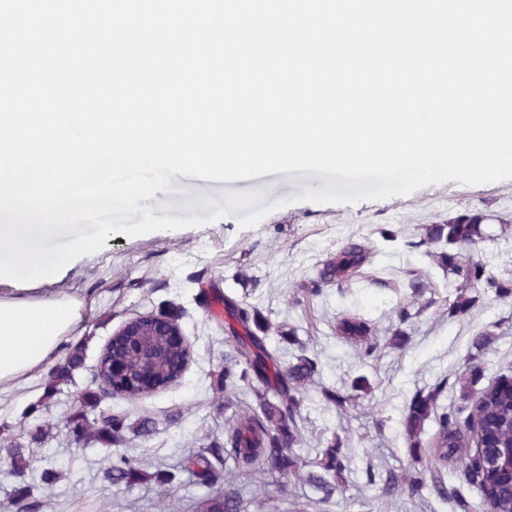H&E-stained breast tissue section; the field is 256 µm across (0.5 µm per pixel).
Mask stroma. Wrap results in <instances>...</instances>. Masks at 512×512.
<instances>
[{
    "label": "stroma",
    "instance_id": "obj_1",
    "mask_svg": "<svg viewBox=\"0 0 512 512\" xmlns=\"http://www.w3.org/2000/svg\"><path fill=\"white\" fill-rule=\"evenodd\" d=\"M328 177L279 172L233 181L172 176L170 191L147 204L155 216H199L205 223L129 237L110 235L104 247L64 267L59 280L32 281L45 299L59 291L82 304V317L64 333L40 367L0 384V512H20L10 470L11 445L54 469L51 482L30 489L37 512H205L217 494L236 490L241 512H482L478 489L465 483L468 461L435 458L429 447L439 413L478 399L499 378L512 377V179L480 185L445 181L410 194L356 203L305 199ZM259 193L248 209L211 219L205 200ZM479 220L487 236L456 250L477 256L494 275L493 288L471 289L467 312L453 308L457 278L439 266L445 242L428 225ZM375 248L361 275L330 278L337 254L352 246ZM225 306L261 315L266 343L281 367L309 357L315 370L300 389V416L291 452L301 467L285 474L255 472L222 457L209 483L188 464L193 452L223 442L229 422L254 405L247 392L224 393V369L235 351L232 316L216 320L214 295ZM173 318L187 336L190 362L166 388L129 399L101 395L98 360L114 332L151 313ZM358 320L361 336L336 333ZM483 337L475 346V337ZM71 365L67 381L56 378ZM471 380L469 391L461 383ZM346 396L345 407L324 397ZM438 390L436 416L424 423L423 448H411L405 423L415 396ZM98 409L121 419V439L110 445L76 439L69 421L86 391ZM154 421L152 435L137 433L139 419ZM340 442L348 458L330 499L309 479L323 448ZM142 462L141 479L113 485L112 458ZM398 489L382 494L387 476Z\"/></svg>",
    "mask_w": 512,
    "mask_h": 512
}]
</instances>
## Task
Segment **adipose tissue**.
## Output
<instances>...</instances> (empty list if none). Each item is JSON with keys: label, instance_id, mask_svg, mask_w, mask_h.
Returning <instances> with one entry per match:
<instances>
[{"label": "adipose tissue", "instance_id": "adipose-tissue-1", "mask_svg": "<svg viewBox=\"0 0 512 512\" xmlns=\"http://www.w3.org/2000/svg\"><path fill=\"white\" fill-rule=\"evenodd\" d=\"M79 317V304L66 297L53 301L0 297V382L41 366Z\"/></svg>", "mask_w": 512, "mask_h": 512}]
</instances>
